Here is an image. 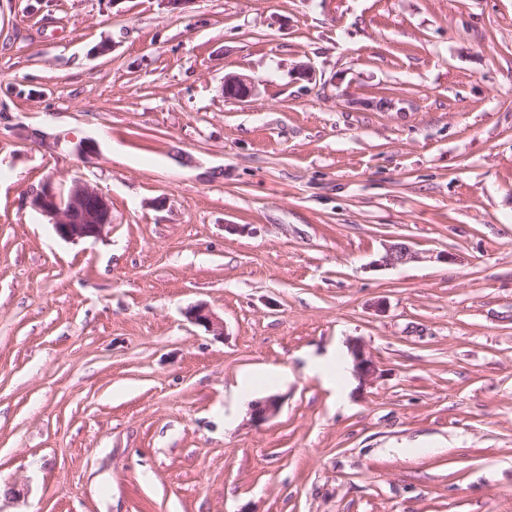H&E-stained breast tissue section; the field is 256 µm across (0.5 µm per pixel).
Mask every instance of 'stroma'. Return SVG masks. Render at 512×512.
<instances>
[{"instance_id":"obj_1","label":"stroma","mask_w":512,"mask_h":512,"mask_svg":"<svg viewBox=\"0 0 512 512\" xmlns=\"http://www.w3.org/2000/svg\"><path fill=\"white\" fill-rule=\"evenodd\" d=\"M0 512H512V0H0ZM252 93L253 87L246 78L237 75L225 76L223 95L226 100L245 101ZM33 210L48 218L56 233L66 241H97L112 224L111 201L94 186L75 179L67 190L52 179L31 193ZM419 259H421L419 253L410 245L395 239L384 243L383 251L376 261V264L380 267L393 268L417 262ZM188 321L198 326H202L207 332L214 336H223L224 323L207 306L197 305L191 307L185 312ZM348 350L352 360L353 371L360 385L372 384L379 376V368L364 344L359 340H351Z\"/></svg>"}]
</instances>
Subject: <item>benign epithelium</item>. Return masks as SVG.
Listing matches in <instances>:
<instances>
[{
  "mask_svg": "<svg viewBox=\"0 0 512 512\" xmlns=\"http://www.w3.org/2000/svg\"><path fill=\"white\" fill-rule=\"evenodd\" d=\"M251 82L241 76L224 77L223 95L227 100L245 101L251 97ZM33 210L48 218L56 233L70 242L97 241L112 224L111 201L94 186L75 179L67 189L57 187L53 180L44 181L30 196ZM420 255L410 245L398 239L383 245L378 267H398L417 262ZM188 321L203 327L207 332L224 335V321L204 305H197L185 312ZM353 371L360 385L373 383L379 376V368L364 344L359 340L348 343ZM280 408V399L271 396L252 404L251 421L260 423L275 415Z\"/></svg>",
  "mask_w": 512,
  "mask_h": 512,
  "instance_id": "1",
  "label": "benign epithelium"
}]
</instances>
